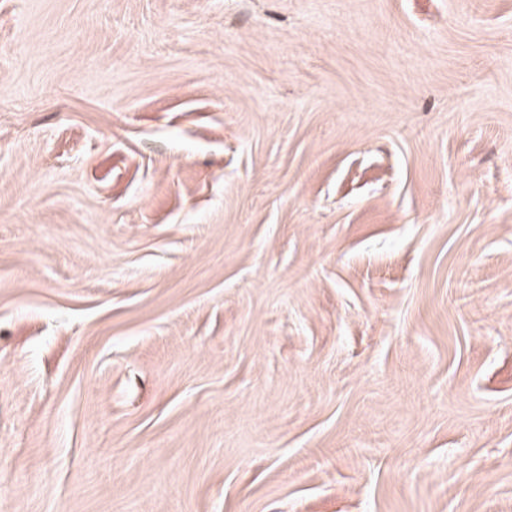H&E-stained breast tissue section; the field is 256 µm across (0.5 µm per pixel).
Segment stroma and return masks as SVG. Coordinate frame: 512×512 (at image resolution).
<instances>
[{
  "label": "stroma",
  "instance_id": "1",
  "mask_svg": "<svg viewBox=\"0 0 512 512\" xmlns=\"http://www.w3.org/2000/svg\"><path fill=\"white\" fill-rule=\"evenodd\" d=\"M0 512H512V0H0Z\"/></svg>",
  "mask_w": 512,
  "mask_h": 512
}]
</instances>
